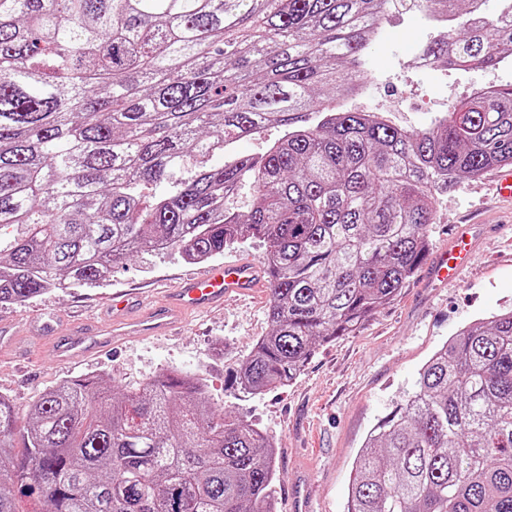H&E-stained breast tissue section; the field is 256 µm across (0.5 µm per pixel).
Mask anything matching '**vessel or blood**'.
<instances>
[{
  "mask_svg": "<svg viewBox=\"0 0 512 512\" xmlns=\"http://www.w3.org/2000/svg\"><path fill=\"white\" fill-rule=\"evenodd\" d=\"M470 248L469 237H454L448 249L433 261L434 278L455 281L467 263ZM262 286V271L256 261L240 258L213 265L137 305L125 295L111 296L107 301L109 320L86 330L58 332L51 346L60 362L69 363L115 346L128 336L170 332L180 327L189 314L221 306L233 296L255 295Z\"/></svg>",
  "mask_w": 512,
  "mask_h": 512,
  "instance_id": "1",
  "label": "vessel or blood"
}]
</instances>
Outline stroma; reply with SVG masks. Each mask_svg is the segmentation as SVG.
<instances>
[{
  "label": "stroma",
  "mask_w": 512,
  "mask_h": 512,
  "mask_svg": "<svg viewBox=\"0 0 512 512\" xmlns=\"http://www.w3.org/2000/svg\"><path fill=\"white\" fill-rule=\"evenodd\" d=\"M434 23L403 2L396 5L382 24L384 40L366 59L377 83L348 99L346 110L381 111L390 125L416 131L475 89L512 85V66L505 63L470 72L443 62L421 74L400 70L399 57ZM464 227L475 231L473 256L456 282L434 280L430 262H423L355 334L318 346L288 385L247 394L227 382L254 340L270 329L265 291L191 315L173 335L131 336L118 350L58 362L46 337L33 330L34 321L49 316L57 329L80 328L106 318L105 296H144L199 270L177 251L149 249L115 269L107 286L0 304V322L15 332L13 344L0 350V395L24 415L44 390L67 380L100 376L134 390L165 370L191 373L216 407L275 440L277 500L302 484L313 495L315 512H344L354 459L377 418L410 392L421 365L461 327L512 309V201L494 196L490 175L461 179L439 194L429 226L430 255L447 249Z\"/></svg>",
  "instance_id": "35a3bbf8"
}]
</instances>
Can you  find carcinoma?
<instances>
[{"mask_svg":"<svg viewBox=\"0 0 512 512\" xmlns=\"http://www.w3.org/2000/svg\"><path fill=\"white\" fill-rule=\"evenodd\" d=\"M426 53L462 70L512 56L502 0ZM390 0H0V303L99 288L145 249L188 263L260 238L270 331L245 392L295 380L424 261L439 190L512 166V86L404 131L332 100L368 76ZM324 113L314 127L303 112ZM286 128L257 162L224 148ZM250 211L224 208L244 181ZM87 377L18 417L0 396V512H275V442L194 376L136 391ZM347 512H512V310L469 324L422 366L355 462Z\"/></svg>","mask_w":512,"mask_h":512,"instance_id":"1","label":"carcinoma"}]
</instances>
